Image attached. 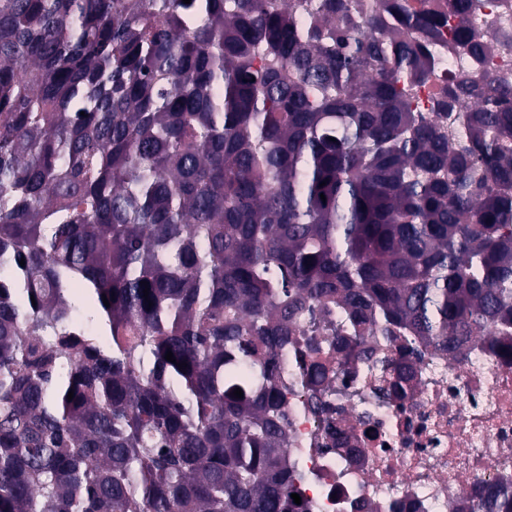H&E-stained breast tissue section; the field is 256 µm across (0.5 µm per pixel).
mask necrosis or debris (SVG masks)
Listing matches in <instances>:
<instances>
[{"instance_id": "1", "label": "necrosis or debris", "mask_w": 512, "mask_h": 512, "mask_svg": "<svg viewBox=\"0 0 512 512\" xmlns=\"http://www.w3.org/2000/svg\"><path fill=\"white\" fill-rule=\"evenodd\" d=\"M443 66L473 78L512 79V52L475 67L439 47ZM354 367L339 372L324 421L308 411L297 359L280 376L288 386L287 427L301 465L316 474L304 489L315 512H448L461 491L512 486V355L478 344L464 360L424 347L408 334L363 337ZM408 357L413 376L402 395L379 392L376 359Z\"/></svg>"}]
</instances>
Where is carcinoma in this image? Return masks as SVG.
Wrapping results in <instances>:
<instances>
[{
  "label": "carcinoma",
  "mask_w": 512,
  "mask_h": 512,
  "mask_svg": "<svg viewBox=\"0 0 512 512\" xmlns=\"http://www.w3.org/2000/svg\"><path fill=\"white\" fill-rule=\"evenodd\" d=\"M476 9L0 0V512H309L279 371L329 304L512 351V83L433 51L511 50Z\"/></svg>",
  "instance_id": "obj_1"
}]
</instances>
